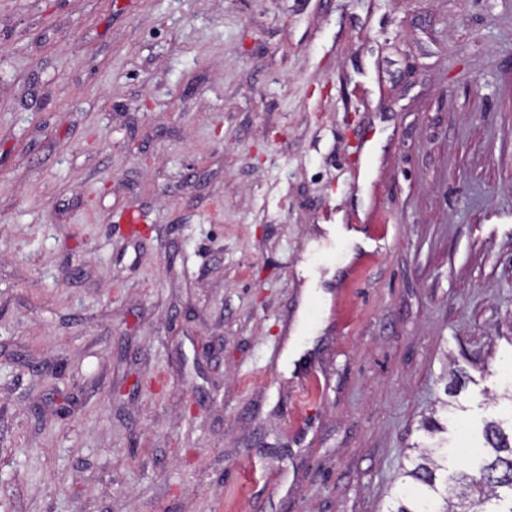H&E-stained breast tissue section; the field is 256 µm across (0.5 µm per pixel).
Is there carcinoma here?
I'll use <instances>...</instances> for the list:
<instances>
[{
	"instance_id": "1",
	"label": "carcinoma",
	"mask_w": 512,
	"mask_h": 512,
	"mask_svg": "<svg viewBox=\"0 0 512 512\" xmlns=\"http://www.w3.org/2000/svg\"><path fill=\"white\" fill-rule=\"evenodd\" d=\"M424 430L388 512H512V408L462 448L448 445L447 428L432 417Z\"/></svg>"
}]
</instances>
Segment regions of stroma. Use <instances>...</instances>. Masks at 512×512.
Masks as SVG:
<instances>
[{"mask_svg":"<svg viewBox=\"0 0 512 512\" xmlns=\"http://www.w3.org/2000/svg\"><path fill=\"white\" fill-rule=\"evenodd\" d=\"M507 382L512 0H0V512H386ZM326 230L328 231L327 239L334 243L339 238H344L347 242V249L345 251L342 265L348 264L353 257L356 254V251L354 250V247L356 244L360 246H365L364 237L360 233H356L353 231H346V229L341 224L336 225H329V227H326Z\"/></svg>","mask_w":512,"mask_h":512,"instance_id":"stroma-1","label":"stroma"}]
</instances>
